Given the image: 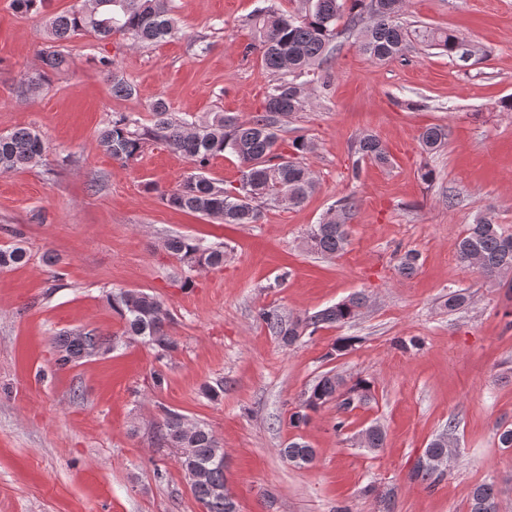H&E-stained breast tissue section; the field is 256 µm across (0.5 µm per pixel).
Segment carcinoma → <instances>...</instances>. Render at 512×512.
I'll list each match as a JSON object with an SVG mask.
<instances>
[{"label":"carcinoma","instance_id":"obj_1","mask_svg":"<svg viewBox=\"0 0 512 512\" xmlns=\"http://www.w3.org/2000/svg\"><path fill=\"white\" fill-rule=\"evenodd\" d=\"M86 8L73 9L49 21V39L61 42L73 36L97 39L120 35L135 43H157L175 36L179 29L171 17L172 0H84ZM294 12L277 9L260 11L255 22V42L251 48L261 55L264 67L274 76L265 96L263 110L249 120L216 112L197 123L176 121L166 103L154 101L150 110L152 128L141 132L137 120L126 114L112 118L99 133V145L112 159L126 163L138 155L150 140H161L184 155L193 165L178 186L162 195L165 204L175 210L192 212L226 224H256L263 209L284 206L288 209L303 204L317 189L313 172L304 162L315 152V143L304 135L288 143V151L279 149V131L283 122L302 111L308 86L315 81V71L330 61L338 26L355 37L362 54L376 62H389L406 56L412 41H420L442 49L451 58L478 50L461 33L444 28L411 29L401 21L403 0H301ZM45 68L59 70L66 63L59 50L41 52ZM111 83L112 96L129 98L136 88L108 60L100 61ZM448 140V127L432 125L421 130L419 143L430 155ZM352 175H357L362 162L378 166L390 164V155L373 134L362 133L354 141ZM45 151L44 140L33 128H19L0 135V174L24 169ZM227 153L240 164L238 186L226 189L206 174L210 160ZM357 207L356 195L340 197L330 208L329 216L308 233L307 250L324 256L343 253L349 245L347 221ZM165 249L189 271L224 266L227 256L223 246H207L185 236L165 240ZM458 260L480 270L486 280L497 282L512 274V232L507 233L490 217H480L468 225L457 243ZM420 254L405 251L397 262L403 278L413 276L419 267ZM26 261V251L15 244L0 249V269ZM363 292L312 314L294 315L279 308H263L259 319L269 334L282 345L291 346L300 338L327 326H343L354 321L367 305ZM107 302L121 317L126 335L151 347L162 359L177 350L170 334L172 317L162 300L144 291L119 290L107 296ZM114 348L112 339L94 331L66 332L56 338L55 366L68 365ZM372 398V383L364 378L347 379L326 372L304 393L288 415L289 427L300 431L307 427L311 414L333 403L336 422L333 430L342 434L349 426L348 414ZM158 432L169 447L176 449V462L185 473L193 468H208V477L191 486L194 498L206 512H237L231 493L217 496L213 487L226 486L224 470L213 466L212 458L224 450L223 444L204 424L186 432L183 414L160 407ZM366 447L378 449L384 443V430L374 423L362 433ZM288 462L302 467L312 464L316 450L302 438L290 440L278 449ZM436 461L448 454V433L432 439L426 448ZM494 485L476 486L469 498V512H499Z\"/></svg>","mask_w":512,"mask_h":512}]
</instances>
